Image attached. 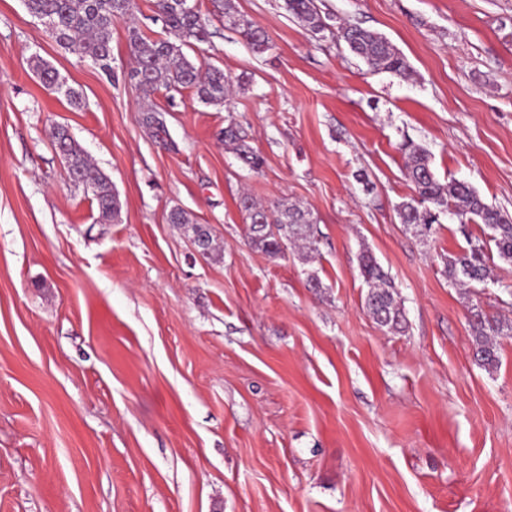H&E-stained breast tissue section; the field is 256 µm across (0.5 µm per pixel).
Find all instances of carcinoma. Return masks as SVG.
<instances>
[{"label":"carcinoma","instance_id":"cac0c4a2","mask_svg":"<svg viewBox=\"0 0 512 512\" xmlns=\"http://www.w3.org/2000/svg\"><path fill=\"white\" fill-rule=\"evenodd\" d=\"M23 4L32 17L47 27L57 44L90 60L111 79L114 78L112 28L119 20L129 21L127 41L133 66L128 79L146 100L162 88L169 94L189 90L204 105L226 104L233 92L231 78L217 66L201 69L183 52L185 47L210 41L213 18L239 32L253 52L263 54L272 49L267 34L241 14L233 0H210L211 9L207 15L190 4V0H153V7L169 34L160 39L145 36L135 25L138 0H23ZM284 8L313 34L327 33L344 43L369 67L401 79L408 76L409 65L405 57L382 34L358 23L333 21L331 15L321 12L315 0H284ZM33 71L45 86L61 92L70 102L80 100V94L47 63L35 60ZM158 116V111L148 106L143 109L142 122L156 140L165 144L168 130ZM52 139L65 161L72 183L92 193L100 221H114L119 215L120 204L109 177L89 160L66 127L54 126ZM224 144L231 146L250 170L257 171L262 167L263 157L249 145L246 135L232 120L224 127ZM402 150L407 158V177L414 186L415 196L398 205L401 223L426 235L431 233L433 225L441 223L442 215L451 212L464 225L470 222L485 225L498 258L512 263V218L486 203L467 183L440 181L430 166L427 152L413 141H405ZM240 207L246 213V238L252 246L272 257H279L291 245L299 249L304 261L312 259L317 247L311 213L307 208L284 202L264 205L248 195L240 198ZM168 222L187 228L202 255L210 256L215 251L210 230L203 224L193 223L183 209H171ZM487 242L478 238L469 242L468 250L448 258L445 275L452 284L467 288L489 277ZM359 267L369 286L365 306L373 320L390 330L402 329L403 313L387 273L368 251L360 254ZM469 327L475 361L488 370L495 368L499 361L496 337L503 335L505 330L512 333V324L505 327L500 320L474 306L470 309Z\"/></svg>","mask_w":512,"mask_h":512}]
</instances>
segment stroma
<instances>
[{
	"mask_svg": "<svg viewBox=\"0 0 512 512\" xmlns=\"http://www.w3.org/2000/svg\"><path fill=\"white\" fill-rule=\"evenodd\" d=\"M234 3L272 50L213 22L186 55L232 77L230 106L155 94L162 145L123 80L125 22L110 79L0 0V512H512V335L488 370L468 323L475 304L512 323V265L452 286L446 259L483 225L447 214L423 237L397 211L410 139L440 181L512 216V0H316L388 37L405 81L283 0ZM36 56L79 105L41 84ZM231 121L261 170L220 140ZM56 124L111 179L117 221L70 181ZM244 194L309 208L312 262L252 247ZM175 207L217 253L168 222ZM364 251L404 331L367 312ZM168 222L188 228L192 233V241L203 256H211L215 251L214 238L210 230L203 224H194L189 214L177 207L170 210ZM199 252V253H200Z\"/></svg>",
	"mask_w": 512,
	"mask_h": 512,
	"instance_id": "obj_1",
	"label": "stroma"
}]
</instances>
